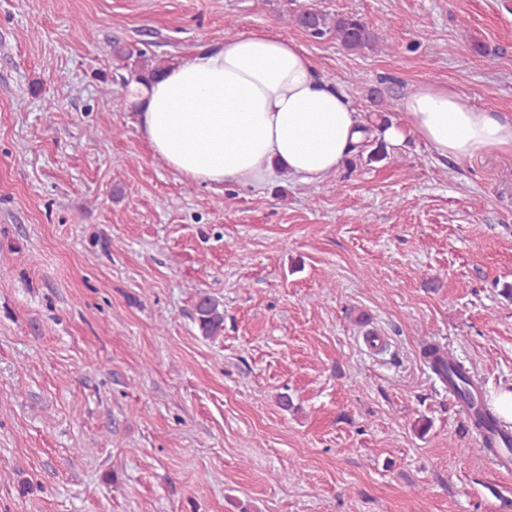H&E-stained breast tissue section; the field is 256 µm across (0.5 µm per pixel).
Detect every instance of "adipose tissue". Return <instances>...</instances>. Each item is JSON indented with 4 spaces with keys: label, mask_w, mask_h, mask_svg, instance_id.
<instances>
[{
    "label": "adipose tissue",
    "mask_w": 512,
    "mask_h": 512,
    "mask_svg": "<svg viewBox=\"0 0 512 512\" xmlns=\"http://www.w3.org/2000/svg\"><path fill=\"white\" fill-rule=\"evenodd\" d=\"M125 98L155 156L180 178L257 189L287 175L304 183L336 172L366 134L346 93L307 50L271 29L226 36ZM384 136L412 132L443 157L512 150V115L471 104L454 88L423 84Z\"/></svg>",
    "instance_id": "ef3b65f1"
}]
</instances>
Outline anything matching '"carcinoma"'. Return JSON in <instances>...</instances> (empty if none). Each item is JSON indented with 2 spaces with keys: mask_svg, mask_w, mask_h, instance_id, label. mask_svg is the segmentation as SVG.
<instances>
[{
  "mask_svg": "<svg viewBox=\"0 0 512 512\" xmlns=\"http://www.w3.org/2000/svg\"><path fill=\"white\" fill-rule=\"evenodd\" d=\"M296 24L309 36L321 39L327 35L336 38L349 50L363 49L375 44L383 35L375 32L356 14L323 13L317 10H304L295 17ZM376 146L370 151L360 147L353 158L366 159V163H377L387 158V144L381 138H375ZM196 319L201 334L215 337L224 331V304L210 295L199 297L196 307ZM423 355L433 373L453 385L458 401L471 403L472 378L470 371L461 362L448 360L443 349L435 344L424 346Z\"/></svg>",
  "mask_w": 512,
  "mask_h": 512,
  "instance_id": "cac0c4a2",
  "label": "carcinoma"
}]
</instances>
